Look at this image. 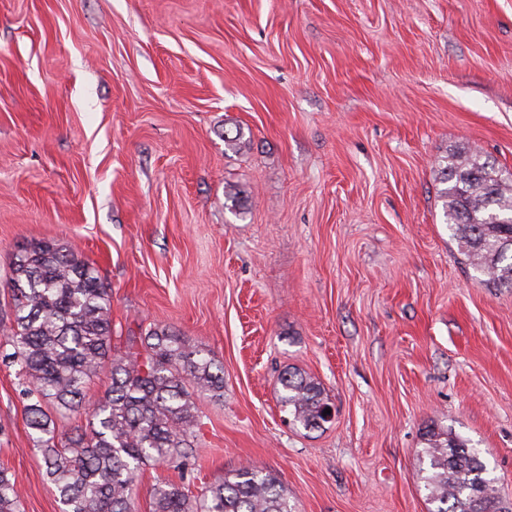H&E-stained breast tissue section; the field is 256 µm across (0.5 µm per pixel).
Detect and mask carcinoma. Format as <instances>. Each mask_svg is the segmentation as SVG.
<instances>
[{
	"label": "carcinoma",
	"mask_w": 512,
	"mask_h": 512,
	"mask_svg": "<svg viewBox=\"0 0 512 512\" xmlns=\"http://www.w3.org/2000/svg\"><path fill=\"white\" fill-rule=\"evenodd\" d=\"M438 196L462 254L497 286L512 288V174L478 153H452L439 165ZM13 324L6 358L19 366L26 424L63 512H135V486L146 466H197L198 400L224 398V369L202 345L168 328L117 335L111 290L72 246L33 241L15 255L10 278ZM106 368L110 385L87 407L88 380ZM282 407L306 430L329 422L320 384L288 371ZM84 414L62 434L55 417ZM426 489L434 512H512L475 449L448 432L426 433ZM152 512H294L271 471L241 466L194 493L159 481ZM0 512H21L15 474L0 469Z\"/></svg>",
	"instance_id": "obj_1"
}]
</instances>
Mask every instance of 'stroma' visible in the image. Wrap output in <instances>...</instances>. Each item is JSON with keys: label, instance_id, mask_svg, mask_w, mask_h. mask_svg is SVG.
Segmentation results:
<instances>
[{"label": "stroma", "instance_id": "obj_1", "mask_svg": "<svg viewBox=\"0 0 512 512\" xmlns=\"http://www.w3.org/2000/svg\"><path fill=\"white\" fill-rule=\"evenodd\" d=\"M469 150L512 171V0H0V467L22 512H60L4 359L38 240L81 251L123 332L224 368L201 471L147 468L138 512L157 480L247 463L296 512H429L431 428L512 504V288L466 264L437 196ZM292 369L324 428L287 423ZM279 382L283 390L280 403L284 410H288L293 425L315 430L331 422L323 416L331 405L319 383L300 372L291 371L285 372Z\"/></svg>", "mask_w": 512, "mask_h": 512}]
</instances>
